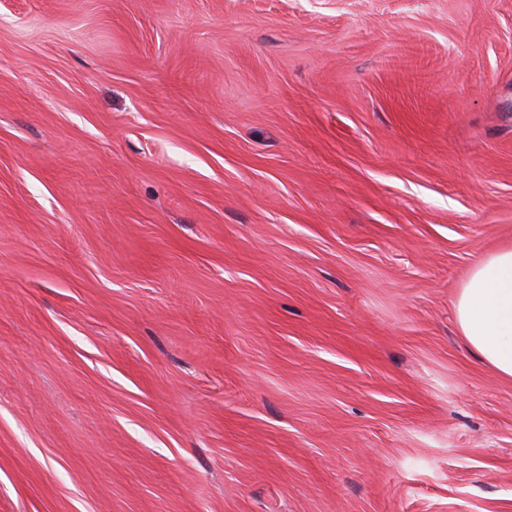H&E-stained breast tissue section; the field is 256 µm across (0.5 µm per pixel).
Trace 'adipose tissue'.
Listing matches in <instances>:
<instances>
[{"label": "adipose tissue", "instance_id": "obj_1", "mask_svg": "<svg viewBox=\"0 0 512 512\" xmlns=\"http://www.w3.org/2000/svg\"><path fill=\"white\" fill-rule=\"evenodd\" d=\"M453 309L468 347L500 377L512 380V245L474 266Z\"/></svg>", "mask_w": 512, "mask_h": 512}]
</instances>
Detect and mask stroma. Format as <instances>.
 <instances>
[{"mask_svg": "<svg viewBox=\"0 0 512 512\" xmlns=\"http://www.w3.org/2000/svg\"><path fill=\"white\" fill-rule=\"evenodd\" d=\"M511 244L512 0H0V512H512ZM453 309L468 347L500 377L512 380V245L474 266Z\"/></svg>", "mask_w": 512, "mask_h": 512, "instance_id": "1", "label": "stroma"}]
</instances>
